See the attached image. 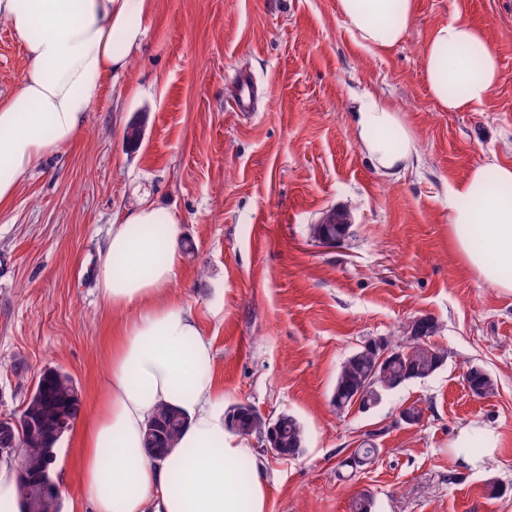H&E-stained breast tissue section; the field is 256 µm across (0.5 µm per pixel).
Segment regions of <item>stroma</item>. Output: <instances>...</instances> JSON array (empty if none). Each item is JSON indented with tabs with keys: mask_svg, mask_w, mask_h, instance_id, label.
<instances>
[{
	"mask_svg": "<svg viewBox=\"0 0 512 512\" xmlns=\"http://www.w3.org/2000/svg\"><path fill=\"white\" fill-rule=\"evenodd\" d=\"M467 18L495 52L500 79L473 110L433 99L424 52L435 28ZM24 49L0 21V98L19 85ZM254 112L232 107L240 77ZM391 100L413 130L419 164L386 178L354 139L357 98ZM143 125L137 146L125 139ZM512 164V0H415L407 37L379 50L357 43L338 0H154L128 71L105 77L83 134L47 157L0 208V416L20 412L47 367L90 401L107 374L106 336L120 322L95 287L112 221L143 203L168 208L186 241L174 285L212 343L225 406L294 416L299 454L251 436L269 478L270 512H512V291L464 268L448 245L450 184L472 167ZM350 215L335 247L312 228ZM439 324L447 358L370 411L336 415L341 364L414 318ZM489 372L493 395L463 376ZM418 404L419 424L401 421ZM499 434L487 468L453 449L464 431ZM375 457L341 477L363 440ZM65 434L53 477L63 512H83Z\"/></svg>",
	"mask_w": 512,
	"mask_h": 512,
	"instance_id": "stroma-1",
	"label": "stroma"
}]
</instances>
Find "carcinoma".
<instances>
[{
    "label": "carcinoma",
    "instance_id": "1",
    "mask_svg": "<svg viewBox=\"0 0 512 512\" xmlns=\"http://www.w3.org/2000/svg\"><path fill=\"white\" fill-rule=\"evenodd\" d=\"M347 213L331 212L326 223L316 224L313 233L320 235L345 234ZM439 329L430 316L420 318L416 337L403 334L395 340L385 341L394 351L402 352L392 365L375 371L377 359L367 346L348 357L336 377L331 405L337 414L352 407L353 399H362L367 409L377 407L384 395L397 390L410 380L431 377L442 365L445 351L432 346L429 339ZM463 381L478 397L495 392V381L488 372L467 370ZM82 397L73 378L56 368L43 369L24 403L18 422L5 431L0 429V461L21 460L26 469L21 472V512H60V495L52 478V470H44L46 454L55 452L54 444L63 434L58 423L64 421L71 429L82 411ZM229 427L249 437L263 435L272 448L281 454L293 456L304 446L305 432L298 420L289 415L279 416L271 423L248 404H237L226 412ZM185 423L184 416L173 408L160 409L149 423L143 445L155 458L163 457L173 447Z\"/></svg>",
    "mask_w": 512,
    "mask_h": 512
}]
</instances>
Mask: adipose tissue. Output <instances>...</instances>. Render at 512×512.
I'll use <instances>...</instances> for the list:
<instances>
[{
    "instance_id": "1",
    "label": "adipose tissue",
    "mask_w": 512,
    "mask_h": 512,
    "mask_svg": "<svg viewBox=\"0 0 512 512\" xmlns=\"http://www.w3.org/2000/svg\"><path fill=\"white\" fill-rule=\"evenodd\" d=\"M153 0H0V21L25 50L17 90L0 100V207L47 157L74 143L105 76H120L144 39ZM356 41L388 49L404 40L413 0H338ZM434 100L451 111L485 102L496 54L463 16L438 26L424 54ZM356 142L385 176L420 159L412 129L390 100L371 94L352 117ZM450 243L491 286L512 291V165L474 167L448 189ZM183 231L166 208L142 205L112 224L96 270L105 304L123 313L108 346L105 386L75 425L80 494L89 512H268V477L242 471L253 457L224 420L210 372L212 344L172 294ZM163 407L187 418L160 460L143 446Z\"/></svg>"
}]
</instances>
